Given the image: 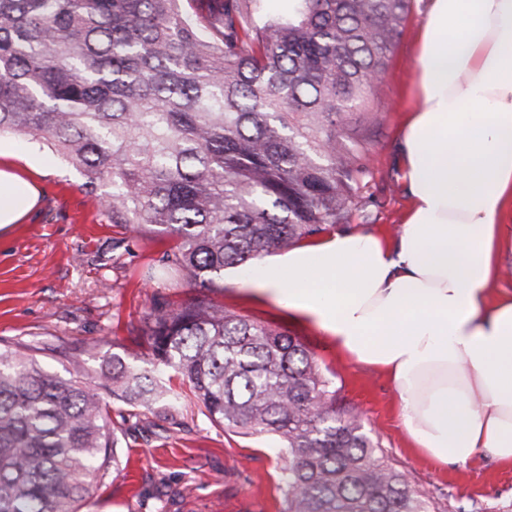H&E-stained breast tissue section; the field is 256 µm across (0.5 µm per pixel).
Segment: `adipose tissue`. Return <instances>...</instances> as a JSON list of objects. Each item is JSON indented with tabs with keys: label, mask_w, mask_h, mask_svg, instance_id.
Instances as JSON below:
<instances>
[{
	"label": "adipose tissue",
	"mask_w": 512,
	"mask_h": 512,
	"mask_svg": "<svg viewBox=\"0 0 512 512\" xmlns=\"http://www.w3.org/2000/svg\"><path fill=\"white\" fill-rule=\"evenodd\" d=\"M417 105L399 151L410 206L399 235L336 231L236 270L250 298L383 370L414 448L442 465L512 464V0H427ZM0 168V230L38 203Z\"/></svg>",
	"instance_id": "obj_1"
}]
</instances>
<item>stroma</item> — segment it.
<instances>
[{"mask_svg":"<svg viewBox=\"0 0 512 512\" xmlns=\"http://www.w3.org/2000/svg\"><path fill=\"white\" fill-rule=\"evenodd\" d=\"M425 0H411L395 41L381 92L369 111L353 112L348 130L368 135L372 175L354 212L352 232L395 236L410 201L404 190L399 134L414 101L410 95L413 44ZM11 153L0 157L40 190L36 208L19 224L0 231V339L36 350L47 370L91 379L103 355L135 349L136 329L152 300L180 303L190 287L160 288L144 272L164 249L153 234H133L112 223L99 196L85 193L83 174L60 157L34 170L25 161L33 149L14 134L0 136ZM225 308L299 337L322 369L335 375L347 405L358 411L413 488L433 512H512V466L488 455L466 466L443 467L412 448L399 416L397 394L385 374L341 356L331 340L282 312L252 301L232 282L214 289ZM121 440L122 466L82 512H279L278 472L282 444L269 435H245L213 425L194 398L173 417L139 410L113 413Z\"/></svg>","mask_w":512,"mask_h":512,"instance_id":"1","label":"stroma"}]
</instances>
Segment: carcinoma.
<instances>
[{"instance_id":"cac0c4a2","label":"carcinoma","mask_w":512,"mask_h":512,"mask_svg":"<svg viewBox=\"0 0 512 512\" xmlns=\"http://www.w3.org/2000/svg\"><path fill=\"white\" fill-rule=\"evenodd\" d=\"M0 0V133L106 181L114 224L166 235L149 278L215 288L349 222L377 96L410 0ZM137 352L94 380L0 345V512H80L119 470L112 403L171 416L174 370L215 425L276 436L282 512H430L296 336L200 293L153 299Z\"/></svg>"}]
</instances>
